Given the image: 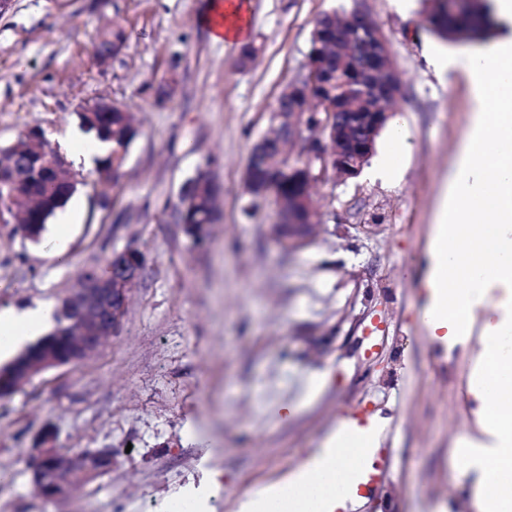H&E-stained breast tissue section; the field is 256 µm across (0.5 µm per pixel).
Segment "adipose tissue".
Segmentation results:
<instances>
[{
    "instance_id": "1",
    "label": "adipose tissue",
    "mask_w": 512,
    "mask_h": 512,
    "mask_svg": "<svg viewBox=\"0 0 512 512\" xmlns=\"http://www.w3.org/2000/svg\"><path fill=\"white\" fill-rule=\"evenodd\" d=\"M430 62L466 75L472 112L438 198L423 317L431 336L456 344L471 333L469 312L483 314L485 438L462 440L461 456L484 471L480 512H512V352L499 342L512 322V34ZM52 329L51 305L0 310V360ZM370 451L361 439L328 435L290 475L239 497L237 512H342Z\"/></svg>"
}]
</instances>
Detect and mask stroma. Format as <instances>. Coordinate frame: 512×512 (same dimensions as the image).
Segmentation results:
<instances>
[{"label": "stroma", "instance_id": "stroma-1", "mask_svg": "<svg viewBox=\"0 0 512 512\" xmlns=\"http://www.w3.org/2000/svg\"><path fill=\"white\" fill-rule=\"evenodd\" d=\"M209 0H12L0 14V145L33 127L66 151L82 106L123 103L142 121L111 209L86 189L66 257L53 232L33 242L0 223V309L60 307L79 275L115 251H139L145 273L117 336L87 360L40 372L0 398V512H168L188 483L221 473L213 512L278 479L340 420L384 418L388 461L366 512H477L478 473L458 458L476 432L479 338L448 348L423 331L422 259L443 177L463 139L470 90L437 74L421 0H240L253 65L214 42L197 20ZM363 9L380 26L402 75L394 117L407 123L399 179L317 183L308 241L283 250L265 201L245 216L244 171L276 101L307 65L314 20ZM130 39L99 63L98 32ZM178 89L155 100L161 77ZM211 166L223 219L196 246L171 218L184 182ZM296 406L294 415L282 408ZM111 449L109 473L62 499L39 495L32 450Z\"/></svg>", "mask_w": 512, "mask_h": 512}]
</instances>
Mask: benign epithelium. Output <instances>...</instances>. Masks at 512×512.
<instances>
[{"mask_svg":"<svg viewBox=\"0 0 512 512\" xmlns=\"http://www.w3.org/2000/svg\"><path fill=\"white\" fill-rule=\"evenodd\" d=\"M372 64L358 69L357 81L371 86L379 71L380 60L387 69L399 73L382 30L369 29L364 36ZM329 75V60L320 58L308 64L306 76L317 82ZM311 86L295 83L288 86L279 103L293 106L292 120L284 130L288 140L304 144L306 155L315 163L309 169L308 184L356 176L373 154L376 135L387 124L390 113L369 112L356 116L352 112H327L325 118L312 125L308 122L311 108ZM276 204L275 233L284 247L298 246L310 235L315 211L308 192L294 201ZM140 281V254L126 249L112 254L111 265L104 271L81 276L65 299L71 323L79 327V336L66 347L52 340L24 351L10 365L13 377L28 379L46 369L79 363L98 352L103 343L118 334L127 310L131 292ZM36 462L32 479L36 490L46 498H62L81 484L94 480L112 469V449L100 448L68 454L57 448L53 434H42L35 448Z\"/></svg>","mask_w":512,"mask_h":512,"instance_id":"obj_1","label":"benign epithelium"}]
</instances>
